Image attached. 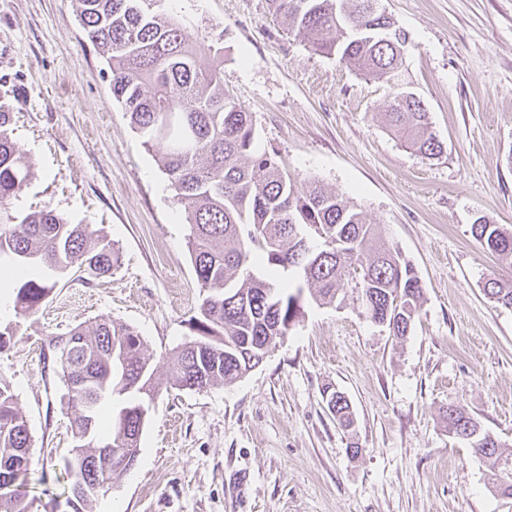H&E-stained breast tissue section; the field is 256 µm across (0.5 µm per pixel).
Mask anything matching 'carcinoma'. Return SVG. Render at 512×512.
I'll return each instance as SVG.
<instances>
[{"label": "carcinoma", "mask_w": 512, "mask_h": 512, "mask_svg": "<svg viewBox=\"0 0 512 512\" xmlns=\"http://www.w3.org/2000/svg\"><path fill=\"white\" fill-rule=\"evenodd\" d=\"M89 41L102 53L113 97L148 148L156 149L190 226L188 249L200 284L189 319L194 338L177 347L160 381L144 341L112 320L80 323L51 340L43 364L61 374L72 414V446L62 491L47 503L32 497V439L9 385L0 382V512H90L100 489L117 484L138 456L146 419L143 396L162 386L204 390L230 383L259 366L301 315L303 288L320 305L363 300L371 320L387 319L391 336H407L423 298L413 266L390 247L377 224L336 192L312 181L300 192L269 153L255 154L250 113L224 88L216 59L199 54L190 36L163 12L165 0H78ZM288 33L350 70L393 89L385 126L409 148L432 158L442 152L420 99L406 97L402 56L407 33L369 0H268ZM11 112L0 104V261L76 268L98 279L112 273L119 254L105 236L92 237L46 206L11 212L28 184L31 163L12 139ZM472 236L512 262V233L479 217ZM302 273L296 291L280 271ZM55 284L40 279L11 284L16 317L35 315ZM485 294L512 308V277L493 274ZM69 346L65 356L60 345ZM120 392L126 404L112 420L105 399ZM327 407L345 431L355 424L346 397L324 390ZM448 432L480 431L459 406L444 414ZM485 462L493 491L512 498V452L491 440H470Z\"/></svg>", "instance_id": "1"}]
</instances>
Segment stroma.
<instances>
[{"instance_id": "35a3bbf8", "label": "stroma", "mask_w": 512, "mask_h": 512, "mask_svg": "<svg viewBox=\"0 0 512 512\" xmlns=\"http://www.w3.org/2000/svg\"><path fill=\"white\" fill-rule=\"evenodd\" d=\"M409 34L408 91L442 145L426 158L383 125L392 90L287 33L268 0H167L196 49L250 112L253 148L277 153L298 188L318 181L380 225L424 295L397 339L353 298L302 314L262 364L204 391L164 389L136 465L93 512H512L471 446L443 419L460 405L512 451V308L485 296L508 265L471 234L478 217L512 231V0H382ZM0 100L32 175L14 212L48 206L119 253L111 276L41 268L47 303L0 351L44 479L58 492L72 444L67 390L42 351L76 324L120 322L166 373L200 285L184 207L112 95L76 0H0ZM356 417L344 432L324 388ZM361 452L351 456L350 442Z\"/></svg>"}]
</instances>
